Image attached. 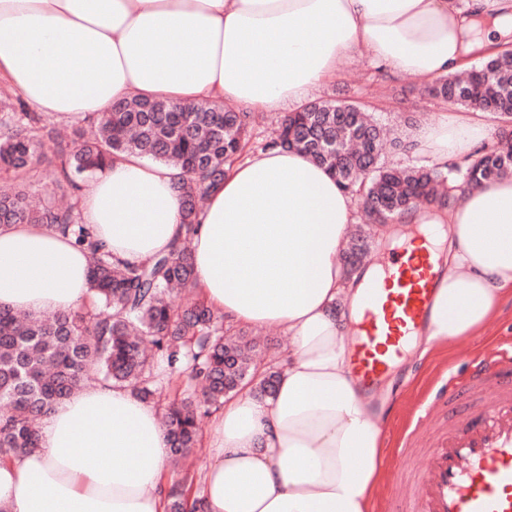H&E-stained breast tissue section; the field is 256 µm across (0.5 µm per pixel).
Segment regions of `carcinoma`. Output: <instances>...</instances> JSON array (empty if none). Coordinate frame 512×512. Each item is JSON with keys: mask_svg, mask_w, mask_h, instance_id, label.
Returning a JSON list of instances; mask_svg holds the SVG:
<instances>
[{"mask_svg": "<svg viewBox=\"0 0 512 512\" xmlns=\"http://www.w3.org/2000/svg\"><path fill=\"white\" fill-rule=\"evenodd\" d=\"M429 93L469 111L490 112L512 121V51L489 53L471 66L469 76L448 74L434 80ZM250 114L222 102L173 103L127 98L102 116L80 121L96 127L93 141L73 145L56 129L55 181L73 191L80 181L126 153L178 168L176 184L183 209L184 237L167 254L129 265L91 237L76 213L32 202L30 173L42 157L44 139L35 131L41 114L12 108L0 113V171L12 174L16 187L0 195V227L42 224L86 247L91 254V302L49 319L19 314L0 304V456L21 458L38 447L37 422L74 390L89 381L127 387L140 399H156L152 380L160 362L171 376L189 374L202 386L165 404L169 453L189 461L200 447L199 421L224 398L251 386L254 396H272L277 373L255 362L256 344L241 332L224 334V315L195 299L191 236L200 200L224 181L226 168L241 158L247 144ZM279 135L292 148L326 166L337 185L351 194L364 223L383 226L401 220L421 204L448 208L464 188L512 173V142L484 147L462 162L402 167L386 159L379 123L357 102H310L282 116ZM369 243L351 242L343 254L349 275L363 267ZM186 292L176 304L171 294ZM197 473L185 469L166 485V512H205L204 500L188 499Z\"/></svg>", "mask_w": 512, "mask_h": 512, "instance_id": "obj_1", "label": "carcinoma"}]
</instances>
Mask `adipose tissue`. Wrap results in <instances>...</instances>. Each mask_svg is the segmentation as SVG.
<instances>
[{"label":"adipose tissue","instance_id":"1","mask_svg":"<svg viewBox=\"0 0 512 512\" xmlns=\"http://www.w3.org/2000/svg\"><path fill=\"white\" fill-rule=\"evenodd\" d=\"M512 40V0H0V87L61 119L102 114L133 96L221 100L240 111L301 106L367 50L427 79L476 47ZM493 121L462 112L421 129L412 152L437 167L481 149ZM178 171L128 154L80 192L93 238L125 262L169 252L185 233ZM356 200L324 166L270 146L210 190L192 236L198 286L230 323L291 336L276 393L226 400L206 440V512H373L384 448L380 417L351 354L370 273L341 259ZM446 271L416 346L471 336L512 296V178L450 208L420 207ZM89 257L38 224L0 228V303L70 311L91 296ZM39 446L0 457V512H165L168 444L156 405L88 383L39 425Z\"/></svg>","mask_w":512,"mask_h":512}]
</instances>
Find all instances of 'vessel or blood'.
Returning a JSON list of instances; mask_svg holds the SVG:
<instances>
[{
    "label": "vessel or blood",
    "mask_w": 512,
    "mask_h": 512,
    "mask_svg": "<svg viewBox=\"0 0 512 512\" xmlns=\"http://www.w3.org/2000/svg\"><path fill=\"white\" fill-rule=\"evenodd\" d=\"M381 279L365 287L364 343L356 356L363 388L377 384L407 336L424 325L437 274L427 249L383 257ZM485 394L478 419L454 418L422 462L415 484L418 512H512V353L480 352L467 382Z\"/></svg>",
    "instance_id": "b4317fda"
}]
</instances>
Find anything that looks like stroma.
<instances>
[{"label":"stroma","mask_w":512,"mask_h":512,"mask_svg":"<svg viewBox=\"0 0 512 512\" xmlns=\"http://www.w3.org/2000/svg\"><path fill=\"white\" fill-rule=\"evenodd\" d=\"M425 86L419 75L393 73L370 52L363 51L353 54L336 77L316 86L311 96L359 102L384 125L408 138L420 128L438 125L444 114L456 111L455 105L428 97ZM488 346L512 347L511 298L502 302L494 320L477 335L445 342L436 351L413 350L393 366L382 386L388 463L383 468L375 512H413L415 472L410 462L396 458V448L409 439L419 448H428L447 432L449 413L480 416L475 398L462 396L447 403L440 396L447 380L461 382L468 378L473 357ZM423 404L430 407L432 415L420 422L415 412Z\"/></svg>","instance_id":"35a3bbf8"}]
</instances>
